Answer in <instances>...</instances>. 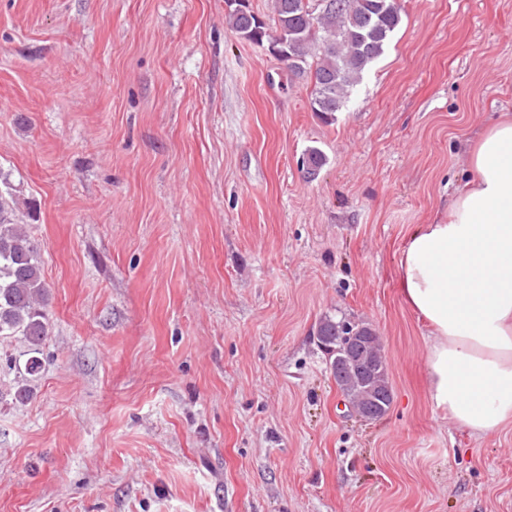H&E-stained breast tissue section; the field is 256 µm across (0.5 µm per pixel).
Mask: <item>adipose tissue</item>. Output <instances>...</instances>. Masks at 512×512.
<instances>
[{
	"label": "adipose tissue",
	"mask_w": 512,
	"mask_h": 512,
	"mask_svg": "<svg viewBox=\"0 0 512 512\" xmlns=\"http://www.w3.org/2000/svg\"><path fill=\"white\" fill-rule=\"evenodd\" d=\"M400 283L429 331L435 409L478 437L512 422V118L480 136L447 217L412 227Z\"/></svg>",
	"instance_id": "adipose-tissue-1"
}]
</instances>
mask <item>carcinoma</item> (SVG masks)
I'll return each mask as SVG.
<instances>
[{
  "label": "carcinoma",
  "mask_w": 512,
  "mask_h": 512,
  "mask_svg": "<svg viewBox=\"0 0 512 512\" xmlns=\"http://www.w3.org/2000/svg\"><path fill=\"white\" fill-rule=\"evenodd\" d=\"M275 29L257 23L252 7L227 6L224 19L239 38L267 47L311 84V108L326 122L349 102L363 73L384 53L401 23L399 0H274ZM0 338L27 343L25 374L42 368L41 346L50 334L40 249L14 219L15 199L0 174ZM317 340L328 355L336 385L366 420L384 417L391 386L380 337L366 323L326 317Z\"/></svg>",
  "instance_id": "obj_1"
}]
</instances>
